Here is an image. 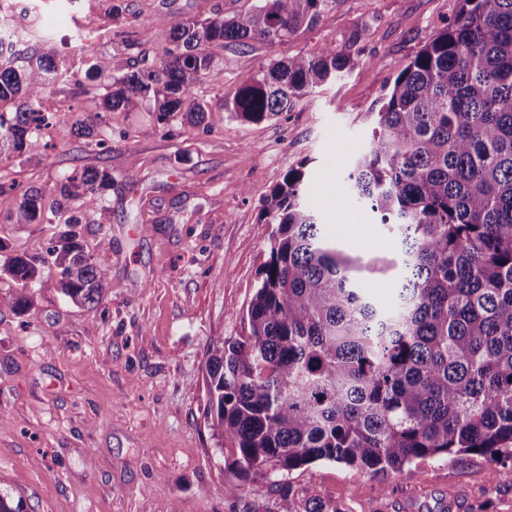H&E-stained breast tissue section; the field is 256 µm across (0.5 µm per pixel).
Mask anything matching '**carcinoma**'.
<instances>
[{
	"instance_id": "obj_1",
	"label": "carcinoma",
	"mask_w": 512,
	"mask_h": 512,
	"mask_svg": "<svg viewBox=\"0 0 512 512\" xmlns=\"http://www.w3.org/2000/svg\"><path fill=\"white\" fill-rule=\"evenodd\" d=\"M233 18L179 19L163 31L138 22L115 37L127 50L161 40L164 56L112 74L87 112H152L199 128L196 94L221 75L212 48L281 43L312 24L329 0H259ZM352 57L334 47L273 60L224 99L236 118L260 123L347 73ZM67 74L55 55L0 65V154L34 149L47 88ZM290 168L266 198L275 225L243 320L248 334L213 347L205 362L206 409L219 440L237 448L242 480H273L278 512H297L277 475L320 460L374 477L417 459L479 454L512 486V0H459L449 18L393 79L346 196L401 238L399 261L344 257L323 232ZM112 185L87 169L22 195L17 224L52 219L67 230L46 256L0 265L17 284L0 296L31 305L41 267L59 270L61 292L90 313L104 299L108 243L84 252L70 202L97 206ZM400 267L397 304L382 309L358 276ZM0 512H26L0 488Z\"/></svg>"
}]
</instances>
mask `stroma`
Segmentation results:
<instances>
[{
  "label": "stroma",
  "mask_w": 512,
  "mask_h": 512,
  "mask_svg": "<svg viewBox=\"0 0 512 512\" xmlns=\"http://www.w3.org/2000/svg\"><path fill=\"white\" fill-rule=\"evenodd\" d=\"M258 3L0 0V23L14 29L13 65L52 51L69 69L43 97L49 120L36 151L0 155V261L45 255L64 230L15 223L26 188L91 168L113 177L79 226L86 253L111 242L98 313L68 301L52 267L30 309L0 306V486L19 491L27 512H277L268 481L237 483L235 450L220 446L205 415L209 349L247 333L243 314L273 230L264 201L289 168L306 166V200L338 251L365 260L399 251L394 229L343 199V182L366 145L368 114L458 0H331L286 42L218 49L222 76L197 87L208 132L116 111L77 136L87 64L109 75L129 57L150 64L164 54L158 41L110 45L117 26L137 19L164 30ZM327 47L350 51L352 70L291 111L248 123L225 110V95L271 60ZM286 481L297 504L321 500L343 512H512V488L480 455L425 459L383 482L318 461ZM235 483L239 493L228 494Z\"/></svg>",
  "instance_id": "35a3bbf8"
}]
</instances>
